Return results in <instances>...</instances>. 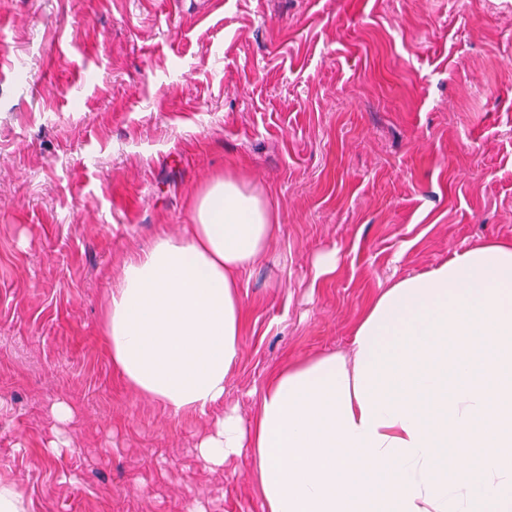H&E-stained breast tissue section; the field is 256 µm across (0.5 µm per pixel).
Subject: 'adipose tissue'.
<instances>
[{"label":"adipose tissue","mask_w":512,"mask_h":512,"mask_svg":"<svg viewBox=\"0 0 512 512\" xmlns=\"http://www.w3.org/2000/svg\"><path fill=\"white\" fill-rule=\"evenodd\" d=\"M193 209L123 263L102 321L113 369L175 416L223 404L241 276L281 228L232 174ZM196 452L212 470L248 454L262 512H512V241L380 289L346 350L288 359L258 412L225 410Z\"/></svg>","instance_id":"1"}]
</instances>
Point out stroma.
Listing matches in <instances>:
<instances>
[{
  "label": "stroma",
  "mask_w": 512,
  "mask_h": 512,
  "mask_svg": "<svg viewBox=\"0 0 512 512\" xmlns=\"http://www.w3.org/2000/svg\"><path fill=\"white\" fill-rule=\"evenodd\" d=\"M222 2L0 0V474L30 512H261L248 456L195 453L216 413L135 393L102 336L123 261L212 179L282 218L242 276L224 406L246 419L287 357L345 348L379 288L512 240V0Z\"/></svg>",
  "instance_id": "obj_1"
}]
</instances>
